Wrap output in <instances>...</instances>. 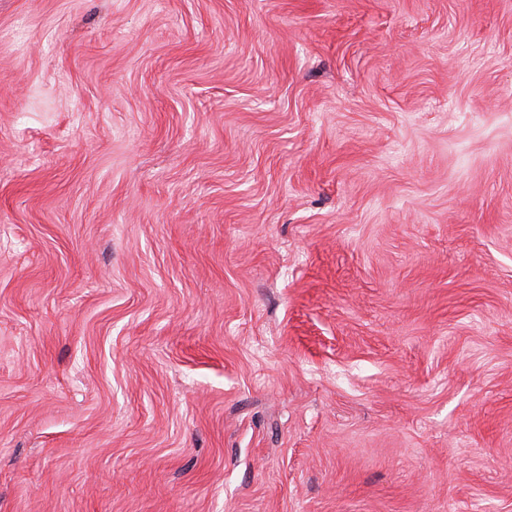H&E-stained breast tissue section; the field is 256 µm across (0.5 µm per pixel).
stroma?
I'll return each mask as SVG.
<instances>
[{
  "instance_id": "stroma-1",
  "label": "stroma",
  "mask_w": 512,
  "mask_h": 512,
  "mask_svg": "<svg viewBox=\"0 0 512 512\" xmlns=\"http://www.w3.org/2000/svg\"><path fill=\"white\" fill-rule=\"evenodd\" d=\"M0 512H512V0H0Z\"/></svg>"
}]
</instances>
